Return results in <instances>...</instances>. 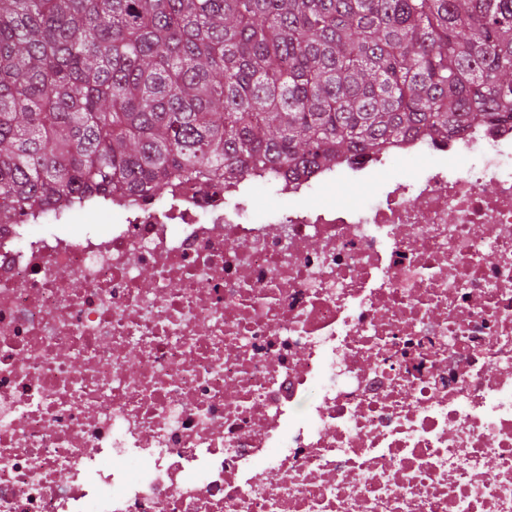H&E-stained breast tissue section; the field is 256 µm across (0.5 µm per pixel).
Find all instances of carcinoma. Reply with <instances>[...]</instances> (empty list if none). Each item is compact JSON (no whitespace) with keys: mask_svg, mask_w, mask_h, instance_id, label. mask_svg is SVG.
<instances>
[{"mask_svg":"<svg viewBox=\"0 0 512 512\" xmlns=\"http://www.w3.org/2000/svg\"><path fill=\"white\" fill-rule=\"evenodd\" d=\"M512 118V0H0V224Z\"/></svg>","mask_w":512,"mask_h":512,"instance_id":"obj_1","label":"carcinoma"}]
</instances>
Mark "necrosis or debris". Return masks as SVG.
I'll return each instance as SVG.
<instances>
[{
  "mask_svg": "<svg viewBox=\"0 0 512 512\" xmlns=\"http://www.w3.org/2000/svg\"><path fill=\"white\" fill-rule=\"evenodd\" d=\"M265 178L0 224V512H512V120ZM428 156L418 157L413 160H394L390 163L384 178L388 182L411 179L416 172L430 162ZM374 192V185L369 182L344 181L328 189L324 195L312 204L331 203L335 206L344 205L352 197L369 198Z\"/></svg>",
  "mask_w": 512,
  "mask_h": 512,
  "instance_id": "necrosis-or-debris-1",
  "label": "necrosis or debris"
}]
</instances>
